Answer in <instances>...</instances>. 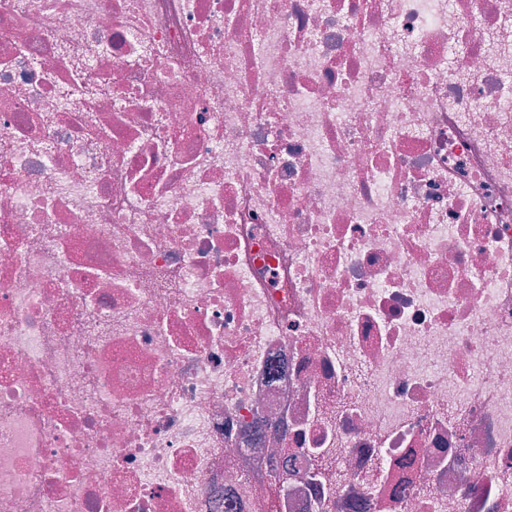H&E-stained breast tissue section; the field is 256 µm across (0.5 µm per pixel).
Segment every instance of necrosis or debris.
<instances>
[{
  "label": "necrosis or debris",
  "mask_w": 512,
  "mask_h": 512,
  "mask_svg": "<svg viewBox=\"0 0 512 512\" xmlns=\"http://www.w3.org/2000/svg\"><path fill=\"white\" fill-rule=\"evenodd\" d=\"M0 512H512V0H0Z\"/></svg>",
  "instance_id": "obj_1"
}]
</instances>
